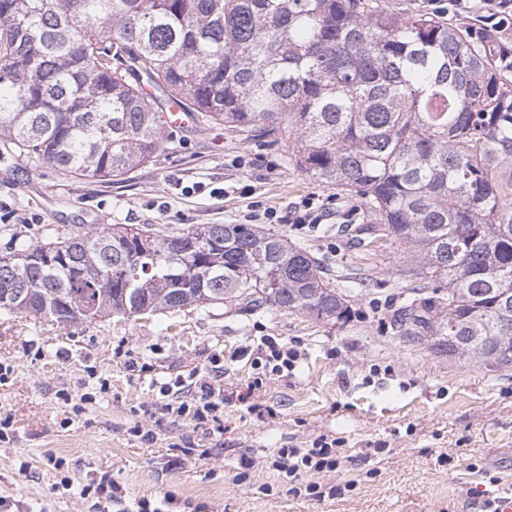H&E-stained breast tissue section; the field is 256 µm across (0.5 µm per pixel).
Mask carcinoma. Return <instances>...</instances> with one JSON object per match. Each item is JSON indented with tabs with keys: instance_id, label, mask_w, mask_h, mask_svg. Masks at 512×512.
<instances>
[{
	"instance_id": "obj_1",
	"label": "carcinoma",
	"mask_w": 512,
	"mask_h": 512,
	"mask_svg": "<svg viewBox=\"0 0 512 512\" xmlns=\"http://www.w3.org/2000/svg\"><path fill=\"white\" fill-rule=\"evenodd\" d=\"M168 100L359 199L357 245L402 247L399 278L448 290L411 300L399 332L512 367L511 43L379 0H0V142L20 155L118 180L171 143ZM224 303L347 313L320 259L253 224L0 255V310L58 323Z\"/></svg>"
}]
</instances>
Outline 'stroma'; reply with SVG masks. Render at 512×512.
<instances>
[{
    "label": "stroma",
    "mask_w": 512,
    "mask_h": 512,
    "mask_svg": "<svg viewBox=\"0 0 512 512\" xmlns=\"http://www.w3.org/2000/svg\"><path fill=\"white\" fill-rule=\"evenodd\" d=\"M314 199L323 220L295 223ZM276 211L271 232L329 264L346 319L288 312L242 315L222 305L60 324L0 311V500L12 512H89L80 490L110 474L123 512L147 500L161 512H478L512 488V370L448 359L393 323L411 290L398 283L402 250L363 252L336 228L364 224L354 197L316 181L294 159L221 125L176 130L165 150L119 181L71 177L0 152V254L30 241L109 224L159 233L191 224H247ZM25 223H18V216ZM304 351L289 374L256 364L260 337ZM144 364L132 372L128 359ZM215 375L221 424L171 422L159 387ZM95 393L67 416L58 391ZM156 433L144 443L135 423ZM339 441L336 471L316 475L321 499L292 495L257 459L235 481L242 455Z\"/></svg>",
    "instance_id": "obj_1"
}]
</instances>
